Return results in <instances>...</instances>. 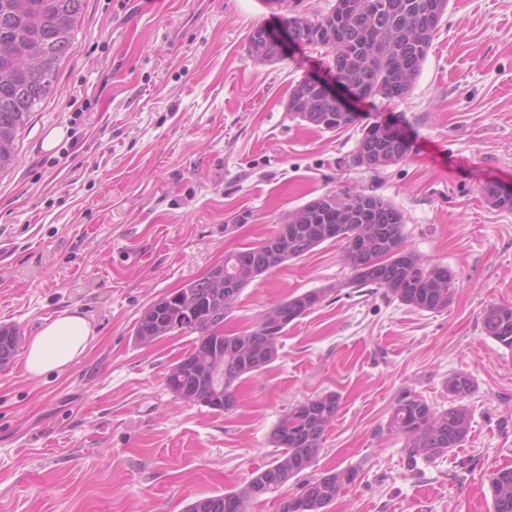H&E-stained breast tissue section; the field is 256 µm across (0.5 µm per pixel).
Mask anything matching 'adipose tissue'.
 <instances>
[{
  "mask_svg": "<svg viewBox=\"0 0 512 512\" xmlns=\"http://www.w3.org/2000/svg\"><path fill=\"white\" fill-rule=\"evenodd\" d=\"M95 337L91 323L79 310L64 311L29 340L25 368L34 377L64 370L87 353Z\"/></svg>",
  "mask_w": 512,
  "mask_h": 512,
  "instance_id": "adipose-tissue-1",
  "label": "adipose tissue"
}]
</instances>
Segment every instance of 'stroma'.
<instances>
[{
	"mask_svg": "<svg viewBox=\"0 0 512 512\" xmlns=\"http://www.w3.org/2000/svg\"><path fill=\"white\" fill-rule=\"evenodd\" d=\"M333 4L86 0L54 92L0 173V326L27 339L77 308L97 336L62 371L30 376L21 352L0 366V512H185L243 487L272 460L289 405L331 392L340 410L313 472L360 475L325 512H492L488 476L512 467V349L480 313L512 305V210L482 188L512 185V0H450L411 92L356 103L411 143L375 172L353 162L356 129L287 110L297 82L329 79L325 47L289 45L275 62L249 51L256 27L281 35L288 17ZM345 190L403 213L407 248L454 276L448 309L353 287L342 243H323L258 277L226 319L248 330L271 303L326 293L242 380L236 408L173 401L165 376L193 337L138 344L142 311ZM455 373L476 385L465 443L409 463L387 430L393 400L445 410Z\"/></svg>",
	"mask_w": 512,
	"mask_h": 512,
	"instance_id": "stroma-1",
	"label": "stroma"
}]
</instances>
